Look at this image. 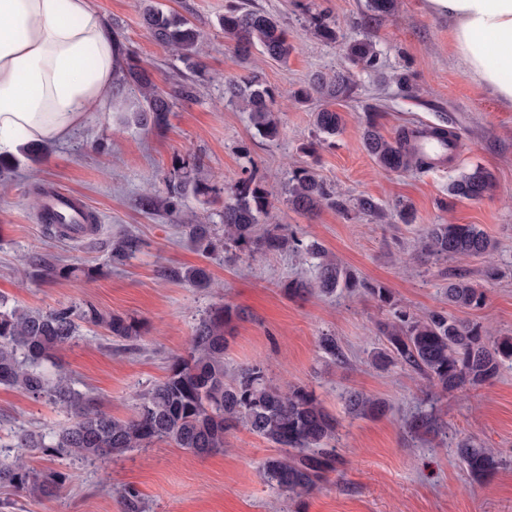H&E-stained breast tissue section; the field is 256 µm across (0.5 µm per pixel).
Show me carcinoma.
Returning a JSON list of instances; mask_svg holds the SVG:
<instances>
[{"label":"carcinoma","instance_id":"cac0c4a2","mask_svg":"<svg viewBox=\"0 0 512 512\" xmlns=\"http://www.w3.org/2000/svg\"><path fill=\"white\" fill-rule=\"evenodd\" d=\"M397 6L398 0H366L367 11L379 16L393 14ZM304 14L308 29L316 37L328 43L338 41L339 28L327 14L314 12L308 6L304 7ZM142 16L156 41L172 47L188 66L199 65L202 35L188 19L166 14L150 0H143ZM220 25L224 38L234 43L243 63L248 62L251 50L257 46L262 54L283 63L293 52L287 31L265 12L233 6L224 13ZM345 54L353 66L379 69L380 51L369 37L349 42ZM127 82L140 96L131 120L145 129L163 125L170 112L171 95L132 61L127 62L123 82L115 87V93L123 94ZM353 91V73L343 68L313 75L297 96L304 100L315 95L336 100L350 97ZM224 98L249 113L261 138L272 141L278 137L276 95L261 70L253 67L242 78L224 82ZM313 126L323 138H333L341 132L344 117L332 108L322 107L313 112ZM361 138L365 151L383 171L424 173L452 158L458 134L453 119L444 115L439 125L403 127L388 139L380 133L376 119L369 117ZM493 188L492 174L475 167L450 181L448 196L479 201ZM284 195L288 205L303 213H314L327 204L342 213L353 209L379 222L387 219L386 209L375 199L364 196L349 204L309 167H297L288 173ZM271 198L272 194L250 174L239 179L224 198V238L217 237L212 224H186L185 233L205 256L222 244L241 255L292 248L317 260L312 281L291 280L283 285V292L289 297L314 291L333 294L339 288L359 287L354 275L329 258L318 244H303L295 235L286 234L281 224L260 223V218L269 213ZM39 215L48 230L60 236L73 234V225L47 219L43 203ZM139 247L138 238L123 236L112 242L111 257L121 262ZM492 249V240L476 224H429L420 241V257L443 261L486 255ZM161 276L195 288L212 286L210 271L203 265L165 267ZM364 290L390 312V319L378 324V332L386 341L385 348L373 356V363L379 368L400 365L448 393L489 383L497 378L505 362L512 361V336H489L480 323L454 317L443 309L418 316L399 306L390 290L382 286H366ZM444 295L448 305L458 310H478L486 304L485 292L461 274L448 278ZM241 318L242 312L228 304L210 309L196 323L186 355L173 358L167 376L141 394L135 414L122 420L104 412L93 397L78 390L68 374L52 373L48 366L53 364L57 350L79 336L80 324L102 326L119 341L135 342L141 337L137 321L106 315L92 306L29 311L0 299V385L44 399L74 418L70 425L48 433L23 430L15 435L14 446L96 463L162 441L205 457L224 451V435L242 426L277 448L276 454L260 464L259 476L264 483L290 500L312 492L335 469L336 420L313 391L305 386L284 387L259 364L226 373L228 334L232 323ZM318 347L331 361H346L335 336H320ZM345 403L355 416L374 417L385 411L384 402L362 392L347 393ZM403 426L417 438L440 430L432 413H415L405 419ZM456 456L474 479L486 477L499 465V451L484 448L469 438L456 443ZM70 478L56 470H35L20 456L0 458V486L12 487L29 498H50ZM119 497L123 512H143L137 491L125 488Z\"/></svg>","mask_w":512,"mask_h":512}]
</instances>
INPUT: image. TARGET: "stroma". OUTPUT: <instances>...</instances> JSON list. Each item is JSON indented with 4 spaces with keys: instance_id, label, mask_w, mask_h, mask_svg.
Wrapping results in <instances>:
<instances>
[{
    "instance_id": "obj_1",
    "label": "stroma",
    "mask_w": 512,
    "mask_h": 512,
    "mask_svg": "<svg viewBox=\"0 0 512 512\" xmlns=\"http://www.w3.org/2000/svg\"><path fill=\"white\" fill-rule=\"evenodd\" d=\"M153 2L200 30L199 67L154 41L140 0H92L121 57L150 69L156 84L171 93L172 107L165 125L149 130L113 107L88 113L67 141L47 144L39 160H21L0 173V296L28 310L89 305L140 323L136 346L85 324L75 342L55 355L77 388L118 418L131 417L139 395L167 375L198 320L212 306L229 304L244 317L233 324L225 367L233 371L257 362L276 381L313 389L337 420L340 460L326 481L292 502L259 476L273 447L242 427L226 434L223 452L207 457L168 442L104 466L30 451V466L69 473L70 482L39 502L0 488V501L10 502L11 512H122L118 493L131 487L145 512H512L511 363L492 383L427 401L429 387L420 377L371 363L372 352L384 344L377 324L387 317L386 307L359 291L287 297L284 283L314 278L310 263L297 253L235 258L221 250L205 259L182 232L186 224L220 223L225 195L250 168L273 193L268 223L284 225L303 242H318L359 280L388 288L417 315L446 307L449 274H463L487 293L485 306L464 312V319L482 322L491 335L512 336V108L461 67L447 20L432 14L426 0H398L395 14L380 17L366 11L365 0H243L279 20L294 46L284 63L257 50L251 55L279 95V136L268 141L256 135L247 113L224 98L225 80L246 73L219 26L234 0ZM305 5L326 11L345 41L368 36L381 53L379 71L355 69L353 94L335 104L345 119L343 130L334 144L313 153L306 145L321 101L298 102L294 94L314 72L339 69L346 59L342 43L322 42L307 30ZM401 72L411 75L415 98L390 82V75ZM369 112L387 137L403 126L453 117L461 136L453 161L426 173L381 171L361 140ZM295 166L313 167L347 200L369 196L386 208L405 200L416 220L404 224L390 216L381 223L330 205L312 216L297 212L282 193ZM478 166L494 177L491 194L476 202L450 199L449 182ZM187 175L210 192L182 197L178 212H171V192ZM42 185L82 199L96 216L95 232L63 238L47 231L37 219L35 189ZM448 222L480 225L495 241L494 252L414 261L423 229ZM130 234L140 239L139 250L114 263L112 241ZM202 263L213 275L206 289L161 275L166 266ZM39 264L80 266L92 275L48 279L36 274ZM491 264L501 271L494 281L484 277ZM325 333L341 343L347 364H333L319 351ZM350 390L381 398L384 415L348 414L343 396ZM427 408L440 419L441 434H406L404 419ZM71 421L46 401L0 386L1 445L12 444L17 431L48 432ZM464 437L501 451L493 474L475 480L462 469L455 444Z\"/></svg>"
}]
</instances>
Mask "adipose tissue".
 <instances>
[{
	"label": "adipose tissue",
	"mask_w": 512,
	"mask_h": 512,
	"mask_svg": "<svg viewBox=\"0 0 512 512\" xmlns=\"http://www.w3.org/2000/svg\"><path fill=\"white\" fill-rule=\"evenodd\" d=\"M461 66L512 106V0H426ZM118 45L89 0H0V153L62 142L111 104Z\"/></svg>",
	"instance_id": "1"
}]
</instances>
